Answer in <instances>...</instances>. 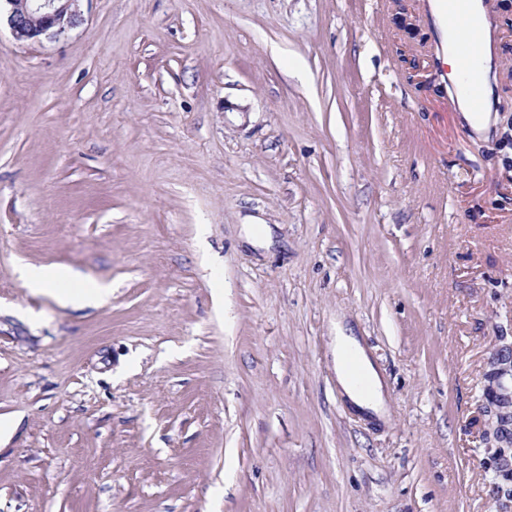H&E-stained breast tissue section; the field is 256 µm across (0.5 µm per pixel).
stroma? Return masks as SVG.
I'll return each instance as SVG.
<instances>
[{"label":"stroma","instance_id":"1","mask_svg":"<svg viewBox=\"0 0 512 512\" xmlns=\"http://www.w3.org/2000/svg\"><path fill=\"white\" fill-rule=\"evenodd\" d=\"M0 28V512H512V114L408 80L421 0H82ZM265 224L272 241L246 242ZM111 285L29 290L22 267ZM351 328L384 413L336 385ZM82 0H1L6 22L19 42L56 38L81 21ZM20 277L32 291L51 294L62 303L86 298L102 302L111 293L110 287L101 283L76 284L74 287L77 288H73L74 276L70 270L64 268L32 266L22 269Z\"/></svg>","mask_w":512,"mask_h":512}]
</instances>
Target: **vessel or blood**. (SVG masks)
Instances as JSON below:
<instances>
[{"label": "vessel or blood", "mask_w": 512, "mask_h": 512, "mask_svg": "<svg viewBox=\"0 0 512 512\" xmlns=\"http://www.w3.org/2000/svg\"><path fill=\"white\" fill-rule=\"evenodd\" d=\"M424 12L436 33L439 54L437 77L448 82L458 105L474 114L471 131L487 125L484 105L491 96L488 66L492 43L478 35L486 26L484 0H422Z\"/></svg>", "instance_id": "vessel-or-blood-1"}]
</instances>
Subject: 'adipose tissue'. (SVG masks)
Returning <instances> with one entry per match:
<instances>
[{
	"mask_svg": "<svg viewBox=\"0 0 512 512\" xmlns=\"http://www.w3.org/2000/svg\"><path fill=\"white\" fill-rule=\"evenodd\" d=\"M20 276L32 291L53 295L63 303L86 298L102 302L111 293L105 284H75L71 271L64 268L32 266L22 269ZM335 363L337 383L351 403L363 411H378L383 398V380L355 337L337 336Z\"/></svg>",
	"mask_w": 512,
	"mask_h": 512,
	"instance_id": "obj_1",
	"label": "adipose tissue"
}]
</instances>
